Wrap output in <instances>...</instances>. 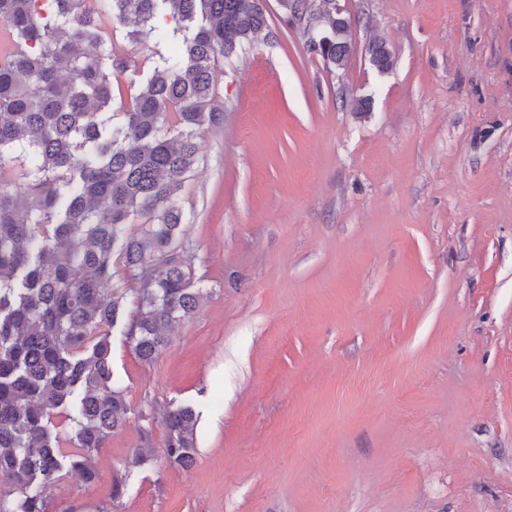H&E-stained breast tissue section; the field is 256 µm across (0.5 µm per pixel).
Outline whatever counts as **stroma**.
Here are the masks:
<instances>
[{
	"label": "stroma",
	"instance_id": "1",
	"mask_svg": "<svg viewBox=\"0 0 512 512\" xmlns=\"http://www.w3.org/2000/svg\"><path fill=\"white\" fill-rule=\"evenodd\" d=\"M347 2L346 67L279 0L216 60L224 125L179 193L203 298L152 364L113 336L131 412L47 512H512V0ZM368 53L371 64L380 72L388 71L393 66L391 52L383 38L374 37L368 43ZM198 416L190 403L171 405L162 418L165 430V456L174 467H189L196 460Z\"/></svg>",
	"mask_w": 512,
	"mask_h": 512
}]
</instances>
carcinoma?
Listing matches in <instances>:
<instances>
[{
	"instance_id": "cac0c4a2",
	"label": "carcinoma",
	"mask_w": 512,
	"mask_h": 512,
	"mask_svg": "<svg viewBox=\"0 0 512 512\" xmlns=\"http://www.w3.org/2000/svg\"><path fill=\"white\" fill-rule=\"evenodd\" d=\"M280 3L294 22L313 8ZM265 27L261 0H0V512H46L65 470L95 483L93 456L130 412L112 330L150 364L195 313L202 287L176 256L177 194L197 138L224 124L216 56ZM315 34L311 51L345 65L351 17L327 15ZM151 36L166 52L112 111L113 78L141 69L135 45ZM368 53L392 68L384 39ZM139 218L142 232L124 235ZM120 273L134 287L107 292ZM197 420L187 402L164 414L170 465L195 463Z\"/></svg>"
}]
</instances>
